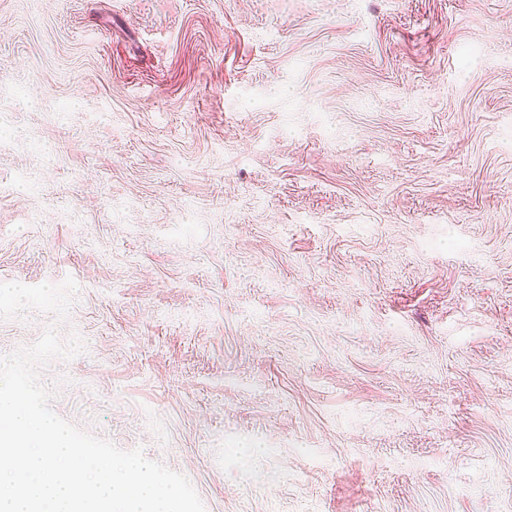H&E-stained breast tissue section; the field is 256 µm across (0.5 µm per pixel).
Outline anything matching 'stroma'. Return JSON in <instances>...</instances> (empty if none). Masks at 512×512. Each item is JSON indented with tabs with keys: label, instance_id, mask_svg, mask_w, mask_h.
I'll list each match as a JSON object with an SVG mask.
<instances>
[{
	"label": "stroma",
	"instance_id": "1",
	"mask_svg": "<svg viewBox=\"0 0 512 512\" xmlns=\"http://www.w3.org/2000/svg\"><path fill=\"white\" fill-rule=\"evenodd\" d=\"M50 328L205 512H512V0H0V356Z\"/></svg>",
	"mask_w": 512,
	"mask_h": 512
}]
</instances>
